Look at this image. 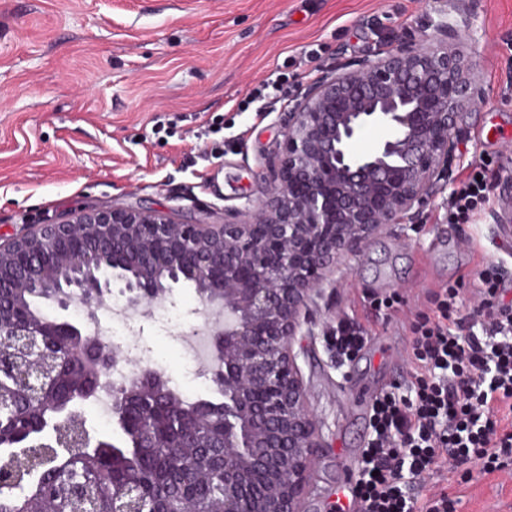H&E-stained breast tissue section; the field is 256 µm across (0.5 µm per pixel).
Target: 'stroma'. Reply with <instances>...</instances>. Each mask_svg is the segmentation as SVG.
Here are the masks:
<instances>
[{
  "mask_svg": "<svg viewBox=\"0 0 512 512\" xmlns=\"http://www.w3.org/2000/svg\"><path fill=\"white\" fill-rule=\"evenodd\" d=\"M445 0H0V240L79 209L132 206L184 224L234 220L267 194L266 165L282 147L283 122L302 85L339 63L433 34ZM464 53L477 64L482 98L462 112L453 165L482 164L491 201L471 223L448 221L447 193L372 237L342 288L311 308L310 333L293 353L321 446L303 512H336L371 432L372 403L412 373L409 325L432 313L429 292L470 281L512 242V0H470ZM316 57H307L308 49ZM287 81L267 116L246 108L268 74ZM223 120L200 141L197 128ZM392 294V311L376 301ZM179 324L147 309L128 331L130 370L148 366L213 402L212 381L193 384L179 344L197 325L193 283L162 301ZM368 340L338 363L327 336L338 319ZM457 512H512V466L464 476L440 470L419 498L440 489Z\"/></svg>",
  "mask_w": 512,
  "mask_h": 512,
  "instance_id": "stroma-1",
  "label": "stroma"
}]
</instances>
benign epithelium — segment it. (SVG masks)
<instances>
[{"label": "benign epithelium", "mask_w": 512, "mask_h": 512, "mask_svg": "<svg viewBox=\"0 0 512 512\" xmlns=\"http://www.w3.org/2000/svg\"><path fill=\"white\" fill-rule=\"evenodd\" d=\"M467 31L444 19L435 34L402 37L388 49L348 61L304 86L288 112L283 145L270 162L266 201L242 220L217 227L180 224L169 213L126 206L78 210L0 243V489L44 483L45 471L71 496L94 482L75 464L112 446L91 438L78 408L112 396L113 420L140 450L189 448L209 481H224L222 512H302L311 458L321 447L292 341L309 324L310 305L339 288L373 235L420 210L450 181L464 132L457 117L477 103L476 63L460 46ZM369 125L387 135L367 150L353 142ZM115 271L103 277L102 267ZM120 282L126 307L140 314L182 281L195 284L217 320L209 328L214 403L187 402L160 388L143 367L135 383L115 388L110 369L120 353L66 319L16 318L34 298L95 317ZM80 342L90 382L60 400L58 366ZM113 512H190L179 485L145 505L136 485L112 469Z\"/></svg>", "instance_id": "1"}]
</instances>
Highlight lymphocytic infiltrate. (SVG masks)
Here are the masks:
<instances>
[{"label":"lymphocytic infiltrate","mask_w":512,"mask_h":512,"mask_svg":"<svg viewBox=\"0 0 512 512\" xmlns=\"http://www.w3.org/2000/svg\"><path fill=\"white\" fill-rule=\"evenodd\" d=\"M448 195V221L469 223L489 204L483 168L471 162ZM504 271L491 262L473 281L479 303L466 305L449 285L433 295L432 314L411 324L418 369L407 387L393 386L372 404V434L356 465L351 490L356 512H448L447 491L426 500L417 486L442 467L480 464L500 470L512 454V305L501 302Z\"/></svg>","instance_id":"obj_1"}]
</instances>
